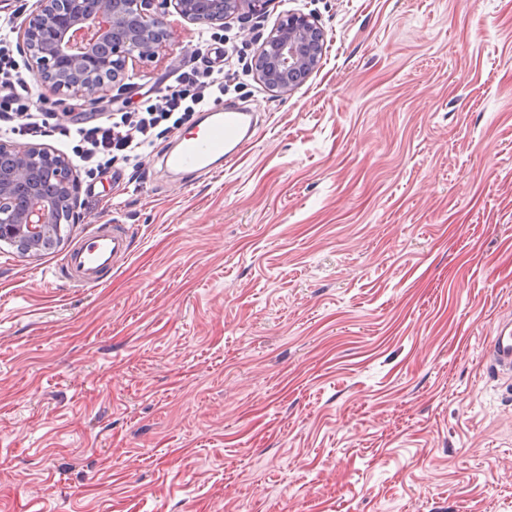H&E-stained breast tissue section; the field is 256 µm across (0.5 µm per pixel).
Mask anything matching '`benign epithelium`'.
I'll return each mask as SVG.
<instances>
[{
    "mask_svg": "<svg viewBox=\"0 0 512 512\" xmlns=\"http://www.w3.org/2000/svg\"><path fill=\"white\" fill-rule=\"evenodd\" d=\"M191 23L224 26L239 12L260 17L270 0H161ZM39 9L17 30L31 70L52 93L95 101L106 88L135 75L171 37L153 0H38ZM322 33L314 17L289 12L262 43L256 74L282 95L319 64ZM79 182L72 160L47 144L16 146L0 137V243L37 257L63 241L75 222Z\"/></svg>",
    "mask_w": 512,
    "mask_h": 512,
    "instance_id": "7a95c632",
    "label": "benign epithelium"
}]
</instances>
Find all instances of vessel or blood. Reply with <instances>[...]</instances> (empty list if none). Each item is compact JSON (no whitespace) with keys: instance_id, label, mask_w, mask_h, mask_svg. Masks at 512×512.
Segmentation results:
<instances>
[{"instance_id":"obj_1","label":"vessel or blood","mask_w":512,"mask_h":512,"mask_svg":"<svg viewBox=\"0 0 512 512\" xmlns=\"http://www.w3.org/2000/svg\"><path fill=\"white\" fill-rule=\"evenodd\" d=\"M252 113L220 103L208 107L202 128L181 134L164 158L167 169L180 175L214 171L216 164L232 165L255 142ZM131 251V235L121 224L101 225L86 242L67 255L66 267L74 282L97 283L103 273L119 267ZM491 367L512 375V322H494L486 346Z\"/></svg>"}]
</instances>
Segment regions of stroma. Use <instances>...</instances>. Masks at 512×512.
<instances>
[{"label": "stroma", "mask_w": 512, "mask_h": 512, "mask_svg": "<svg viewBox=\"0 0 512 512\" xmlns=\"http://www.w3.org/2000/svg\"><path fill=\"white\" fill-rule=\"evenodd\" d=\"M289 10L316 16L318 69L257 113L242 159L171 176L80 171L51 252L0 246V512H512V0H271L216 38L256 55ZM172 37L95 105L37 92L42 143L166 85ZM132 231L99 284L66 256ZM490 366L500 375H512V322L495 321L486 346Z\"/></svg>", "instance_id": "1"}]
</instances>
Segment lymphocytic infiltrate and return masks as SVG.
Returning <instances> with one entry per match:
<instances>
[{
    "label": "lymphocytic infiltrate",
    "instance_id": "obj_1",
    "mask_svg": "<svg viewBox=\"0 0 512 512\" xmlns=\"http://www.w3.org/2000/svg\"><path fill=\"white\" fill-rule=\"evenodd\" d=\"M8 23L0 24V115L21 118L29 134L37 136L41 126L32 111L31 80L14 54ZM233 75L209 58L179 69L156 96L147 97L135 112H116L111 122L78 128L84 144L78 158L84 165L130 162L143 145L150 143L156 128L175 131L193 113L222 101Z\"/></svg>",
    "mask_w": 512,
    "mask_h": 512
}]
</instances>
